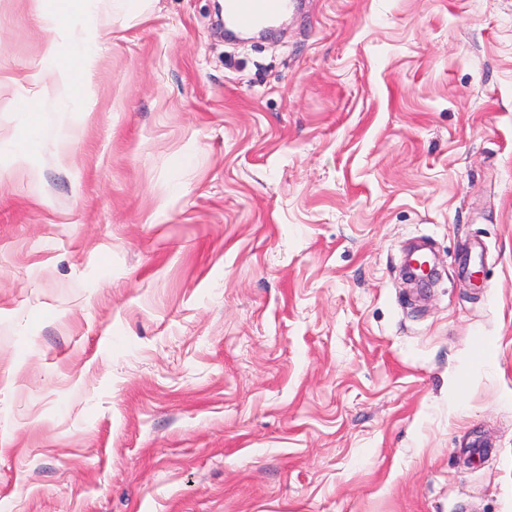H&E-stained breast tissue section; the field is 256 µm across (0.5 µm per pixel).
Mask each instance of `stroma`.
<instances>
[{
    "mask_svg": "<svg viewBox=\"0 0 512 512\" xmlns=\"http://www.w3.org/2000/svg\"><path fill=\"white\" fill-rule=\"evenodd\" d=\"M303 2L0 0V512H512V0ZM51 2L44 21L52 32L44 47V69L28 76L34 83L50 77L61 94L74 104L81 100V92L90 78L94 63L96 34L87 24H79V16L94 13L101 0H39ZM296 7L295 0H225V20L240 31H252Z\"/></svg>",
    "mask_w": 512,
    "mask_h": 512,
    "instance_id": "obj_1",
    "label": "stroma"
}]
</instances>
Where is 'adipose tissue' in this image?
Returning <instances> with one entry per match:
<instances>
[{
  "mask_svg": "<svg viewBox=\"0 0 512 512\" xmlns=\"http://www.w3.org/2000/svg\"><path fill=\"white\" fill-rule=\"evenodd\" d=\"M53 7L44 14V21L51 32L43 59L45 66L30 74L29 79L38 83L52 79L62 95L79 102L94 63V29L80 23V16L93 14L98 0H52Z\"/></svg>",
  "mask_w": 512,
  "mask_h": 512,
  "instance_id": "ef3b65f1",
  "label": "adipose tissue"
}]
</instances>
